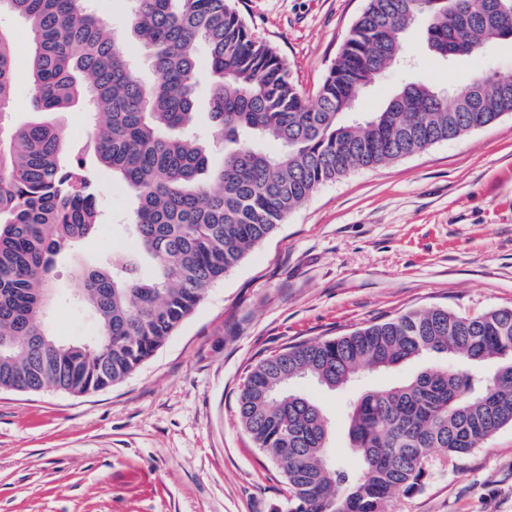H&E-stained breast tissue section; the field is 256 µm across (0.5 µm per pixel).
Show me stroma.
I'll return each instance as SVG.
<instances>
[{"instance_id": "obj_1", "label": "stroma", "mask_w": 512, "mask_h": 512, "mask_svg": "<svg viewBox=\"0 0 512 512\" xmlns=\"http://www.w3.org/2000/svg\"><path fill=\"white\" fill-rule=\"evenodd\" d=\"M365 0H239L307 96L334 64ZM13 38L14 106L0 127L39 119L83 138L82 108L30 107L29 33L0 11ZM412 67L377 79L358 115L381 111L406 80L457 91L472 77L512 76V41L447 62L423 29L404 36ZM134 200L105 180L101 223L51 273L49 327L63 341L95 332L74 298L75 272L135 245ZM429 306L479 314L512 306V114L404 158L355 169L321 186L283 224L209 286L165 344L121 383L83 395L0 389V512H286L278 463L255 448L237 416L248 367L285 346L333 338ZM423 366L367 372L340 391L293 385L329 421V455L354 466L348 411L367 389L394 386ZM386 512H512V426L480 448L434 463L424 486Z\"/></svg>"}]
</instances>
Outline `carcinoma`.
<instances>
[{
	"mask_svg": "<svg viewBox=\"0 0 512 512\" xmlns=\"http://www.w3.org/2000/svg\"><path fill=\"white\" fill-rule=\"evenodd\" d=\"M129 3L126 25L147 52L150 84L87 0H0L30 32L32 110L83 103L97 116L84 141L44 121L0 135L1 389L79 395L122 382L320 186L512 113L511 76H477L449 101L407 82L382 111H350L401 60L408 27L423 24L436 56L472 54L512 40V0H366L312 102L235 0ZM201 48L212 75L206 142L192 131ZM13 68L0 30V119L12 105ZM268 141L277 152L262 148ZM102 173L136 197V248L77 271L78 300L96 322L97 343L85 347L47 327L49 272L99 224ZM425 356L454 365L363 393L348 423L357 466L331 462L326 418L290 382L340 390L365 368ZM489 361L495 369L482 381L462 369ZM237 414L282 465L287 512H386L393 496L421 490L436 452L451 461L512 425V307L475 316L430 307L274 351L247 371Z\"/></svg>",
	"mask_w": 512,
	"mask_h": 512,
	"instance_id": "1",
	"label": "carcinoma"
}]
</instances>
